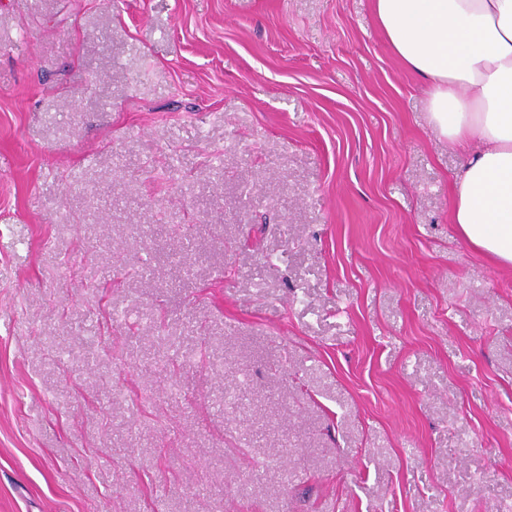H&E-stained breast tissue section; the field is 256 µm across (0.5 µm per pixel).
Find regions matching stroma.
<instances>
[{
	"instance_id": "stroma-1",
	"label": "stroma",
	"mask_w": 512,
	"mask_h": 512,
	"mask_svg": "<svg viewBox=\"0 0 512 512\" xmlns=\"http://www.w3.org/2000/svg\"><path fill=\"white\" fill-rule=\"evenodd\" d=\"M372 0H0V512H512V269Z\"/></svg>"
}]
</instances>
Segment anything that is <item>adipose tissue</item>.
Masks as SVG:
<instances>
[{
	"label": "adipose tissue",
	"mask_w": 512,
	"mask_h": 512,
	"mask_svg": "<svg viewBox=\"0 0 512 512\" xmlns=\"http://www.w3.org/2000/svg\"><path fill=\"white\" fill-rule=\"evenodd\" d=\"M407 71L428 85L434 130L467 155L453 190L458 236L512 269V0H372Z\"/></svg>",
	"instance_id": "ef3b65f1"
}]
</instances>
